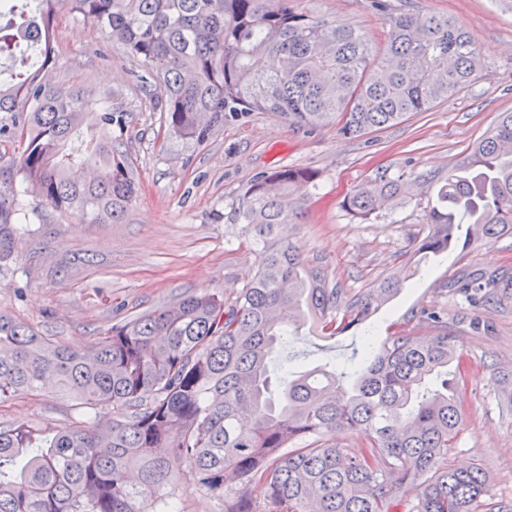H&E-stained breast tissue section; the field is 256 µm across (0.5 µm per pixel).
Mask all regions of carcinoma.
Listing matches in <instances>:
<instances>
[{
	"label": "carcinoma",
	"instance_id": "cac0c4a2",
	"mask_svg": "<svg viewBox=\"0 0 512 512\" xmlns=\"http://www.w3.org/2000/svg\"><path fill=\"white\" fill-rule=\"evenodd\" d=\"M379 53L351 24L300 12L291 0H0V138H18L25 190L89 224H120L137 194L127 121L112 103L46 79L53 32L64 14L101 29L146 67L143 87L166 113L169 134L205 142L249 112H276L347 137L392 126L470 85L483 67L473 37L444 15L418 19L385 0ZM91 167L78 181L70 167ZM317 173L287 168L250 181L233 223L254 245L252 282L231 296L186 293L112 327L74 350L0 312V404L38 391L71 397L87 419L51 433L0 426V512H144L182 485L239 497L262 487L268 512H392L418 488L408 512H476L489 492L477 466L448 467L462 423V353L434 309L350 366L325 364L274 376L282 340L306 324L334 339L364 324L403 287L393 273L349 298L308 265L281 227L301 215L292 187ZM405 186L385 171L344 200L361 219ZM17 193L0 185V261L17 244ZM419 244L437 254L512 232V113L448 172L425 214ZM461 224L469 225L465 237ZM449 290L473 303L462 275ZM363 434L356 453L336 433Z\"/></svg>",
	"mask_w": 512,
	"mask_h": 512
}]
</instances>
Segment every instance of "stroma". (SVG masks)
Here are the masks:
<instances>
[{
	"label": "stroma",
	"mask_w": 512,
	"mask_h": 512,
	"mask_svg": "<svg viewBox=\"0 0 512 512\" xmlns=\"http://www.w3.org/2000/svg\"><path fill=\"white\" fill-rule=\"evenodd\" d=\"M416 16L456 20L476 41L485 68L468 88L425 112L360 137L337 126L289 125L274 112H254L224 123L203 143L169 136L165 115L153 108L138 77L143 69L98 27L70 15L55 30V85L110 97L126 112L124 148L139 186L126 220L88 224L75 214L44 209L17 218L22 234L0 263V311L59 344L81 349L147 310L190 292L229 293L248 284L256 255L231 213L250 180L284 167L309 168L316 184L291 196L303 204L288 239L307 264L322 267L329 285L361 293L399 268L427 230L425 210L451 168L471 145L512 112V10L499 0H390ZM308 14L350 23L375 47L385 30L372 0H293ZM403 175L406 191L394 208L368 219L351 217L342 202L375 172ZM396 297L365 324L384 340L436 308L458 339L467 373L465 421L448 456L450 466L474 465L489 493L477 512H512V290L496 306L476 308L448 292V279L467 269L512 274V235L474 243L414 266ZM356 330L333 340L308 330L289 337L290 370L302 372L344 360L361 348ZM80 416L74 400L48 392L0 404V425L26 422L47 431Z\"/></svg>",
	"instance_id": "1"
}]
</instances>
